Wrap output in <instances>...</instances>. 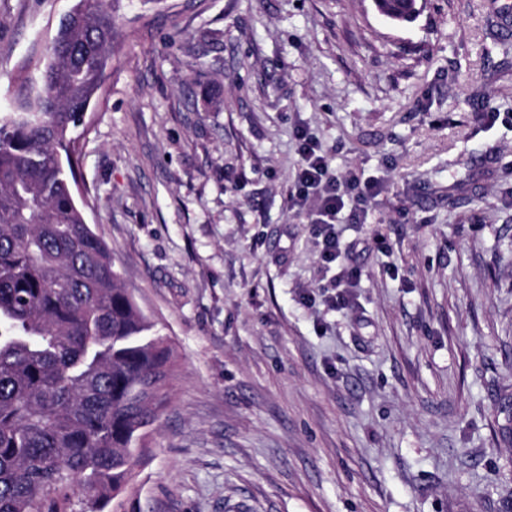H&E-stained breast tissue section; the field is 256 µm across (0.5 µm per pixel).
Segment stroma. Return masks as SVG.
<instances>
[{
  "label": "stroma",
  "mask_w": 512,
  "mask_h": 512,
  "mask_svg": "<svg viewBox=\"0 0 512 512\" xmlns=\"http://www.w3.org/2000/svg\"><path fill=\"white\" fill-rule=\"evenodd\" d=\"M75 0H0V113ZM79 201L175 349L123 512H512V31L495 0H119ZM499 113L487 125L486 113ZM379 184L332 286L297 130Z\"/></svg>",
  "instance_id": "1"
}]
</instances>
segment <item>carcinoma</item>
I'll return each instance as SVG.
<instances>
[{
	"label": "carcinoma",
	"mask_w": 512,
	"mask_h": 512,
	"mask_svg": "<svg viewBox=\"0 0 512 512\" xmlns=\"http://www.w3.org/2000/svg\"><path fill=\"white\" fill-rule=\"evenodd\" d=\"M114 0H76L21 111L0 115V512H102L133 488L173 349L122 287L72 189ZM382 14L406 0H376Z\"/></svg>",
	"instance_id": "obj_1"
}]
</instances>
